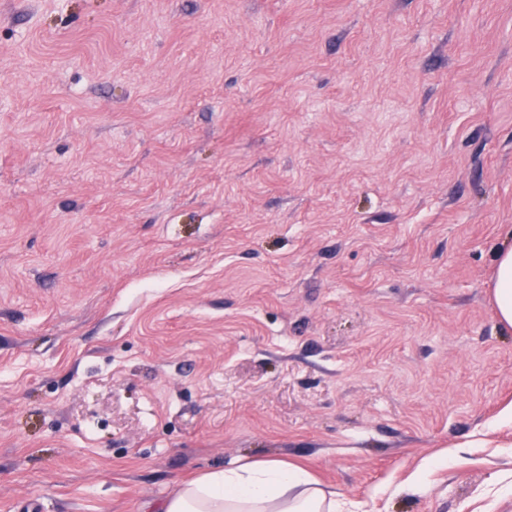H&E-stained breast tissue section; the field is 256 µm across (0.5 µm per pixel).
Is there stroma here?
Instances as JSON below:
<instances>
[{"label":"stroma","instance_id":"stroma-1","mask_svg":"<svg viewBox=\"0 0 512 512\" xmlns=\"http://www.w3.org/2000/svg\"><path fill=\"white\" fill-rule=\"evenodd\" d=\"M511 234L512 0H0V512H512ZM491 288L500 321L512 326V244L502 246L495 254ZM336 490L280 461L230 465L181 483L156 512H347Z\"/></svg>","mask_w":512,"mask_h":512}]
</instances>
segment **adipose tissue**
Listing matches in <instances>:
<instances>
[{"label": "adipose tissue", "instance_id": "obj_1", "mask_svg": "<svg viewBox=\"0 0 512 512\" xmlns=\"http://www.w3.org/2000/svg\"><path fill=\"white\" fill-rule=\"evenodd\" d=\"M492 297L500 321L512 326V244L494 257ZM336 491L304 468L280 461L230 465L181 483L156 512H346Z\"/></svg>", "mask_w": 512, "mask_h": 512}]
</instances>
